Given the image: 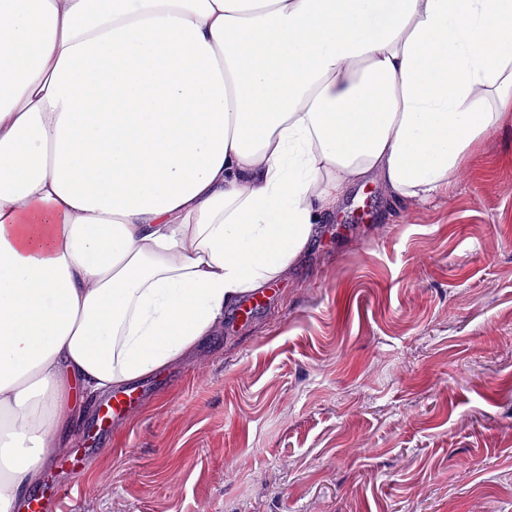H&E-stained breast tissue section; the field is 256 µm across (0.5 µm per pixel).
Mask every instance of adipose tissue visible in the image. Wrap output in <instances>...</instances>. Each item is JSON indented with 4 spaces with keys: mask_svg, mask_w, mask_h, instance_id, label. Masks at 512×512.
I'll return each mask as SVG.
<instances>
[{
    "mask_svg": "<svg viewBox=\"0 0 512 512\" xmlns=\"http://www.w3.org/2000/svg\"><path fill=\"white\" fill-rule=\"evenodd\" d=\"M511 123L512 0H0V512L352 186L428 202Z\"/></svg>",
    "mask_w": 512,
    "mask_h": 512,
    "instance_id": "adipose-tissue-1",
    "label": "adipose tissue"
}]
</instances>
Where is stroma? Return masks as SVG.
Listing matches in <instances>:
<instances>
[{"label":"stroma","mask_w":512,"mask_h":512,"mask_svg":"<svg viewBox=\"0 0 512 512\" xmlns=\"http://www.w3.org/2000/svg\"><path fill=\"white\" fill-rule=\"evenodd\" d=\"M95 434L78 512H512V125L448 195L354 186L304 262Z\"/></svg>","instance_id":"1"}]
</instances>
